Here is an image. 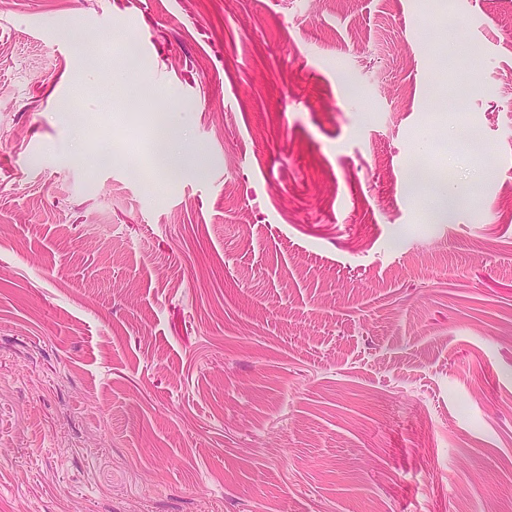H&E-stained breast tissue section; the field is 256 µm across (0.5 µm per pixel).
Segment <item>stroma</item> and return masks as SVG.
<instances>
[{"instance_id":"1","label":"stroma","mask_w":512,"mask_h":512,"mask_svg":"<svg viewBox=\"0 0 512 512\" xmlns=\"http://www.w3.org/2000/svg\"><path fill=\"white\" fill-rule=\"evenodd\" d=\"M0 512H512V0H0ZM179 128L165 114H158L153 134V155L157 166L170 174H180L186 167L185 158L175 149ZM423 190L430 194L435 207L433 215L441 221L451 218L463 200L462 190L451 181L436 182Z\"/></svg>"}]
</instances>
